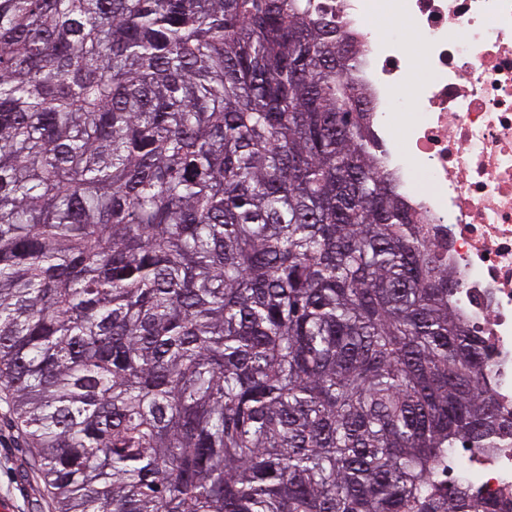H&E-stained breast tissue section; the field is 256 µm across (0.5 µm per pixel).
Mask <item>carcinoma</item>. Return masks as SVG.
I'll use <instances>...</instances> for the list:
<instances>
[{"label":"carcinoma","instance_id":"carcinoma-1","mask_svg":"<svg viewBox=\"0 0 512 512\" xmlns=\"http://www.w3.org/2000/svg\"><path fill=\"white\" fill-rule=\"evenodd\" d=\"M323 0H0V392L54 512H491L489 359Z\"/></svg>","mask_w":512,"mask_h":512}]
</instances>
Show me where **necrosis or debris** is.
Wrapping results in <instances>:
<instances>
[{"mask_svg":"<svg viewBox=\"0 0 512 512\" xmlns=\"http://www.w3.org/2000/svg\"><path fill=\"white\" fill-rule=\"evenodd\" d=\"M331 2L358 50L350 80L380 164L447 243L449 303L492 366L504 429L465 475L493 512H512V0Z\"/></svg>","mask_w":512,"mask_h":512,"instance_id":"1","label":"necrosis or debris"}]
</instances>
